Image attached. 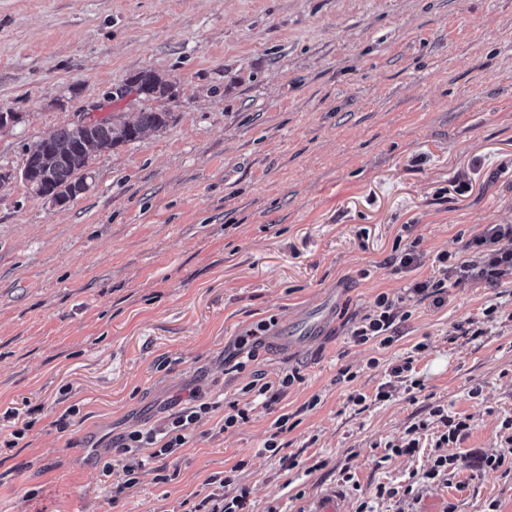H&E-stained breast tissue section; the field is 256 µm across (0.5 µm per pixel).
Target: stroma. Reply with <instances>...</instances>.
<instances>
[{"label":"stroma","mask_w":512,"mask_h":512,"mask_svg":"<svg viewBox=\"0 0 512 512\" xmlns=\"http://www.w3.org/2000/svg\"><path fill=\"white\" fill-rule=\"evenodd\" d=\"M146 70L173 86L149 103L168 125L97 154L66 205L33 194L27 148L95 105L135 115L116 92ZM0 112L19 116L0 130V512H191L240 486L247 512H311L336 491L343 512H512V473L481 463L512 417V283L405 300L388 346L349 338L458 234L512 224V0H0ZM399 237L424 254L408 273L388 263ZM327 303L325 331L282 343ZM470 318L483 335L458 336ZM261 321L252 370L302 379L227 429L250 375L224 360ZM408 355L417 389L389 376ZM193 389L221 407L168 458L172 480L150 463L113 496L97 448L161 427ZM436 405L471 423L449 484L376 499L432 465ZM284 413L297 425L273 455ZM18 418L32 427L16 441ZM421 419L417 452L387 457Z\"/></svg>","instance_id":"obj_1"}]
</instances>
